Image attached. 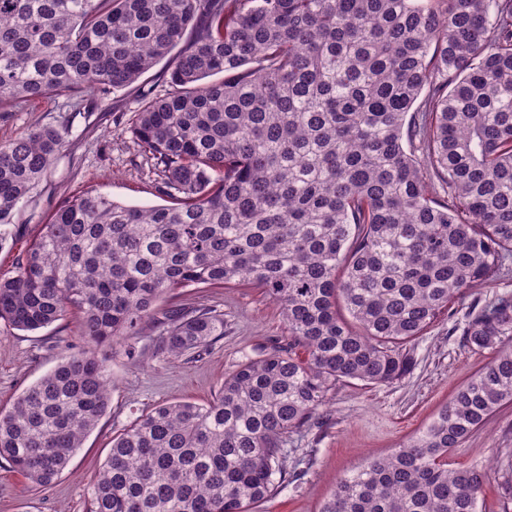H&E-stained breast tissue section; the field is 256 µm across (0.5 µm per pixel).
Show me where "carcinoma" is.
<instances>
[{
	"mask_svg": "<svg viewBox=\"0 0 512 512\" xmlns=\"http://www.w3.org/2000/svg\"><path fill=\"white\" fill-rule=\"evenodd\" d=\"M182 44L131 126L167 203L61 202L0 274V321L33 332L74 310L95 345L149 326L193 359L224 312L156 303L248 285L287 342L114 436L90 512H253L331 391L410 374L408 345L512 261V0H0V106L104 99ZM66 147L54 127L0 144V247ZM463 336L492 358L322 512H478L486 470L448 454L512 404V297ZM110 404L103 362L72 355L0 408V458L45 488Z\"/></svg>",
	"mask_w": 512,
	"mask_h": 512,
	"instance_id": "carcinoma-1",
	"label": "carcinoma"
}]
</instances>
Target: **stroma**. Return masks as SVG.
I'll return each instance as SVG.
<instances>
[{
	"mask_svg": "<svg viewBox=\"0 0 512 512\" xmlns=\"http://www.w3.org/2000/svg\"><path fill=\"white\" fill-rule=\"evenodd\" d=\"M156 65L130 87L94 103L80 95L48 96L0 107V142L24 131L56 127L67 132L68 148L56 157L33 197L17 211L12 236L0 247V274L13 271L39 224L68 197L89 191L136 206L162 204L147 176L150 159L130 127L145 93L167 91ZM512 295V269L493 285L468 291L413 346L415 367L390 385L359 381L341 386L318 409L309 427L288 441V485L259 512H320L338 480L422 431L453 393L492 357L465 347L463 331L472 312L496 296ZM205 303L224 312V336L192 361H174L158 350L151 329L96 347L111 385V407L54 484L33 489L0 461V512H89L91 481L105 462L112 437L155 405L207 402L224 377L247 358L284 342L280 307L254 288L178 290L159 302L158 311ZM135 356H128V348ZM77 318L67 315L51 326L24 332L0 323V406H5L57 363L87 350ZM451 467H485L488 480L480 512H512V405L499 409L448 457Z\"/></svg>",
	"mask_w": 512,
	"mask_h": 512,
	"instance_id": "obj_1",
	"label": "stroma"
}]
</instances>
